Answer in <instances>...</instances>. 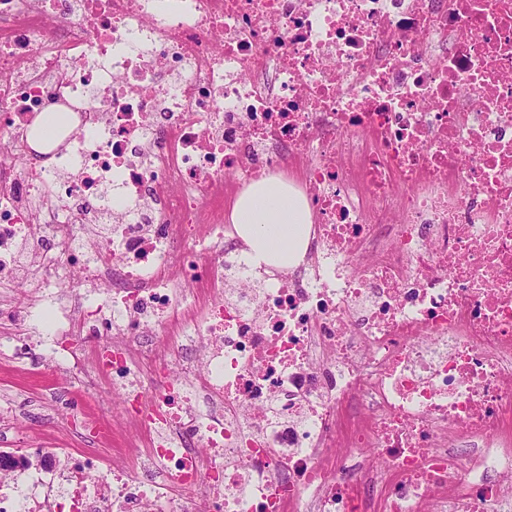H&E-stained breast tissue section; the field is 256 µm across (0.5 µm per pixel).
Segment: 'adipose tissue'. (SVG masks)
I'll return each mask as SVG.
<instances>
[{"label":"adipose tissue","instance_id":"obj_1","mask_svg":"<svg viewBox=\"0 0 512 512\" xmlns=\"http://www.w3.org/2000/svg\"><path fill=\"white\" fill-rule=\"evenodd\" d=\"M230 221L255 266L283 271L302 261L311 228L305 196L271 175L248 185L235 200Z\"/></svg>","mask_w":512,"mask_h":512}]
</instances>
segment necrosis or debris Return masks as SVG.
I'll use <instances>...</instances> for the list:
<instances>
[{"instance_id": "1", "label": "necrosis or debris", "mask_w": 512, "mask_h": 512, "mask_svg": "<svg viewBox=\"0 0 512 512\" xmlns=\"http://www.w3.org/2000/svg\"><path fill=\"white\" fill-rule=\"evenodd\" d=\"M285 165L271 277L224 199ZM0 288L137 451L0 512H512V0H0Z\"/></svg>"}]
</instances>
